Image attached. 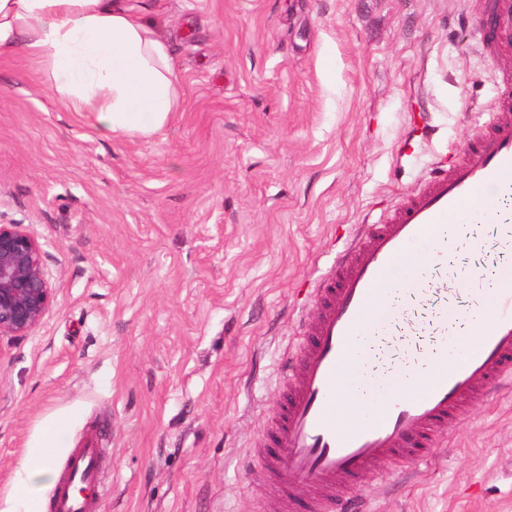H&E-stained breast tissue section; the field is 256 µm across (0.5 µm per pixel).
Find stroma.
I'll return each instance as SVG.
<instances>
[{
  "mask_svg": "<svg viewBox=\"0 0 512 512\" xmlns=\"http://www.w3.org/2000/svg\"><path fill=\"white\" fill-rule=\"evenodd\" d=\"M180 94L148 137L99 131L47 66L0 60V224L55 284L0 340V512H46L98 436L92 512H275L255 481L312 290L503 105L485 0H125ZM53 476L40 475L42 449ZM434 460L355 489L370 512H512V391L475 401Z\"/></svg>",
  "mask_w": 512,
  "mask_h": 512,
  "instance_id": "stroma-1",
  "label": "stroma"
}]
</instances>
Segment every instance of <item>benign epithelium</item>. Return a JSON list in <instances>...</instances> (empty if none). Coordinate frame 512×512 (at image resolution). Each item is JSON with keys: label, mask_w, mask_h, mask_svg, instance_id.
I'll return each instance as SVG.
<instances>
[{"label": "benign epithelium", "mask_w": 512, "mask_h": 512, "mask_svg": "<svg viewBox=\"0 0 512 512\" xmlns=\"http://www.w3.org/2000/svg\"><path fill=\"white\" fill-rule=\"evenodd\" d=\"M54 290L38 235L0 224V338L29 335L48 313Z\"/></svg>", "instance_id": "7a95c632"}]
</instances>
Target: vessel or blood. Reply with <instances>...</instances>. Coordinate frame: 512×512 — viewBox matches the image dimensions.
<instances>
[{
    "instance_id": "1",
    "label": "vessel or blood",
    "mask_w": 512,
    "mask_h": 512,
    "mask_svg": "<svg viewBox=\"0 0 512 512\" xmlns=\"http://www.w3.org/2000/svg\"><path fill=\"white\" fill-rule=\"evenodd\" d=\"M483 198L480 211L469 204ZM512 118L492 120L386 218L361 227V244L339 254L313 295L315 320L297 355L278 415L260 444L255 479L280 488L278 512H347L349 489L364 476L407 461L428 462L436 438L470 404L512 387ZM488 224L471 251L506 264L493 280L474 268H449L463 224ZM448 267L451 299L434 301L430 268ZM469 298V308L456 297ZM432 301L431 335L373 373L361 342L389 336L405 301ZM357 418L339 426L338 412ZM99 450L94 438L71 449L51 495L52 512H90Z\"/></svg>"
}]
</instances>
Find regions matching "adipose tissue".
Returning <instances> with one entry per match:
<instances>
[{"label":"adipose tissue","instance_id":"ef3b65f1","mask_svg":"<svg viewBox=\"0 0 512 512\" xmlns=\"http://www.w3.org/2000/svg\"><path fill=\"white\" fill-rule=\"evenodd\" d=\"M48 66L52 89L106 133L148 137L176 108L168 46L122 0H0V56Z\"/></svg>","mask_w":512,"mask_h":512}]
</instances>
